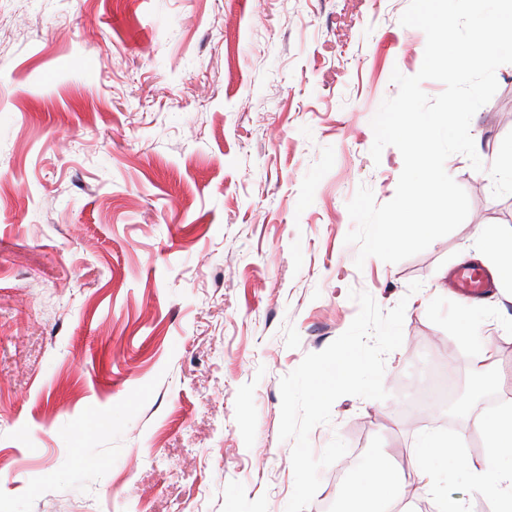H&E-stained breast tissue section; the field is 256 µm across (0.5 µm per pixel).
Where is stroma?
Segmentation results:
<instances>
[{"label":"stroma","instance_id":"obj_1","mask_svg":"<svg viewBox=\"0 0 512 512\" xmlns=\"http://www.w3.org/2000/svg\"><path fill=\"white\" fill-rule=\"evenodd\" d=\"M409 3L0 0V512H285L280 381L349 327L353 290L406 301L403 344L388 399L312 430L348 451L306 512L427 435L458 458L430 460L412 512H492L468 473L488 440L447 403L486 346L512 406V287L461 315L445 275L491 270L481 229L512 234V64L470 123L482 170L445 162L465 221L398 263L345 242L357 188L387 203L403 168L373 161L370 121L423 62Z\"/></svg>","mask_w":512,"mask_h":512}]
</instances>
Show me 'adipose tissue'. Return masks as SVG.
Wrapping results in <instances>:
<instances>
[{
	"label": "adipose tissue",
	"mask_w": 512,
	"mask_h": 512,
	"mask_svg": "<svg viewBox=\"0 0 512 512\" xmlns=\"http://www.w3.org/2000/svg\"><path fill=\"white\" fill-rule=\"evenodd\" d=\"M474 426L488 436L489 452L471 472V490L481 498L500 501L501 512H512V409L476 418ZM338 494L348 512H385L389 503L403 500L405 491L387 466L377 461L352 475Z\"/></svg>",
	"instance_id": "adipose-tissue-1"
}]
</instances>
